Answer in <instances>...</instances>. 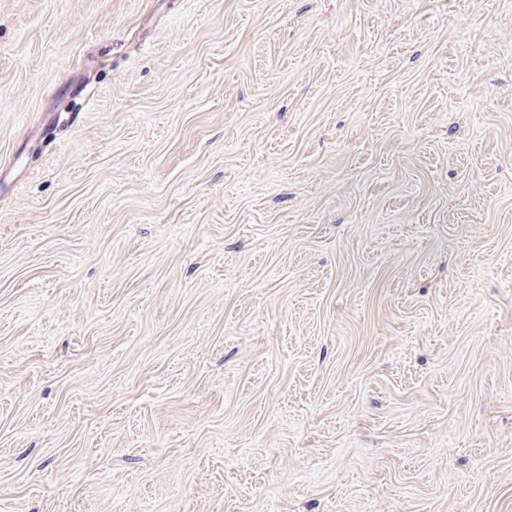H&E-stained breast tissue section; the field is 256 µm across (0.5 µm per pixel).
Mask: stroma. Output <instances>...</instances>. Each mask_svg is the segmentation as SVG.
<instances>
[{
  "label": "stroma",
  "mask_w": 512,
  "mask_h": 512,
  "mask_svg": "<svg viewBox=\"0 0 512 512\" xmlns=\"http://www.w3.org/2000/svg\"><path fill=\"white\" fill-rule=\"evenodd\" d=\"M0 512H512V0H0Z\"/></svg>",
  "instance_id": "1"
}]
</instances>
